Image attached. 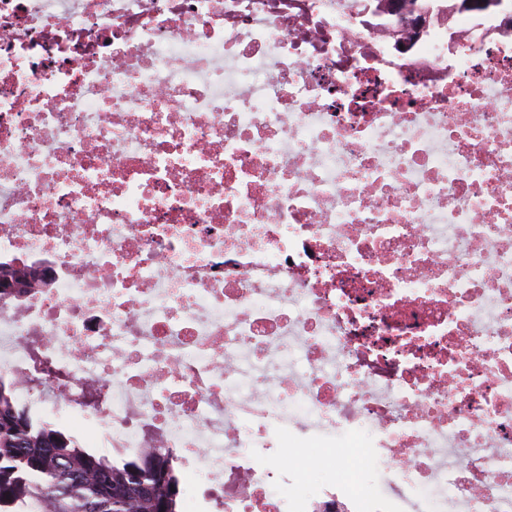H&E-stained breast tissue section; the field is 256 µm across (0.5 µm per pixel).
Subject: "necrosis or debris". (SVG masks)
<instances>
[{
  "mask_svg": "<svg viewBox=\"0 0 512 512\" xmlns=\"http://www.w3.org/2000/svg\"><path fill=\"white\" fill-rule=\"evenodd\" d=\"M380 4L0 0V373L185 512H512V10ZM358 481L362 488L367 490L386 491L382 474L377 464L370 460L359 470Z\"/></svg>",
  "mask_w": 512,
  "mask_h": 512,
  "instance_id": "necrosis-or-debris-1",
  "label": "necrosis or debris"
}]
</instances>
